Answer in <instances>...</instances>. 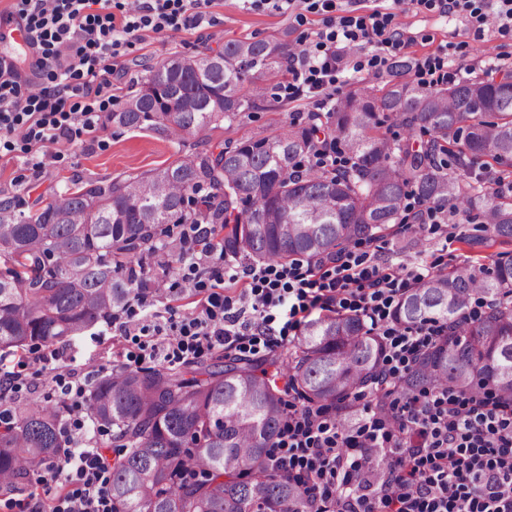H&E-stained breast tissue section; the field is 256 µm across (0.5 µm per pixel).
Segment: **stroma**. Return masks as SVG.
Here are the masks:
<instances>
[{
  "label": "stroma",
  "instance_id": "1",
  "mask_svg": "<svg viewBox=\"0 0 512 512\" xmlns=\"http://www.w3.org/2000/svg\"><path fill=\"white\" fill-rule=\"evenodd\" d=\"M390 12L408 35L412 44L404 58L411 61L436 53L439 46L452 42L460 47L453 66L481 75L485 65L497 57L512 54V41L493 32L477 36L469 32L461 21H449L425 9L415 8L410 0H390ZM213 22L196 30L180 32H143L125 56L120 68L111 76L112 106L120 108L132 89L145 77L149 67L171 56H193L221 49L225 42L238 39H270L287 43L300 50L307 34L321 26L319 16H308L304 25L293 24L287 16L269 11L244 8L241 0H214L210 8ZM270 85L279 88L281 95L273 107L242 113L234 123L224 121L210 124L196 135L178 144L149 129H128L107 122H99L94 132L75 140H60L46 152L42 173H34L23 144L13 151L0 152V202L10 203L14 213L31 214L51 201L55 194L74 185L139 175L161 168L182 158L226 141H237L258 133L268 134L285 123L306 122L315 109L309 97L292 101L284 95L282 76L269 74ZM481 216L478 213L458 215L455 225L448 230L428 223L424 227L394 228L378 240L359 243V250H380L383 257L412 264L415 260L442 258L455 265L466 258H486L498 252L512 250V245L495 239L482 246H469L462 235L483 236ZM111 337L92 329L82 336L61 342L63 357L57 361L37 362L34 352L43 351V344L23 354L5 355L0 362L9 366L28 383L27 388L11 394L13 403L25 402L31 397L54 398L58 375H75L83 383H92L98 376L112 369Z\"/></svg>",
  "mask_w": 512,
  "mask_h": 512
}]
</instances>
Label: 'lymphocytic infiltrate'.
<instances>
[{
    "label": "lymphocytic infiltrate",
    "mask_w": 512,
    "mask_h": 512,
    "mask_svg": "<svg viewBox=\"0 0 512 512\" xmlns=\"http://www.w3.org/2000/svg\"><path fill=\"white\" fill-rule=\"evenodd\" d=\"M248 9L288 14L304 21L321 16L323 27L288 59L289 99L305 94L332 98L345 71L377 74L408 42L395 15L372 8L362 14L342 0H244ZM481 34L512 35V0H412ZM212 0H16L18 26L34 58L24 74L16 57H0V150L22 138L42 150L95 128L111 105L105 57L118 58L141 32L195 30L210 22ZM191 239L202 255L173 285L192 297L185 315L173 308L151 312L133 326L113 314V335L150 337L149 359L181 364L202 353L260 352L284 346L323 313L361 316L381 336L385 381L399 379L417 358L446 335V325L398 326L393 311L407 288L434 275V265L414 269L379 265L369 253L344 251L302 264L248 266V285L227 292L224 243L194 224ZM76 413L67 432L65 463L48 469L54 495L34 491L27 512H112V458L95 449L80 411L85 387L63 384ZM270 463L296 479L302 512H512V409L494 395L435 389L398 401L385 415L367 413L353 430L331 414L288 400V415ZM377 477L361 490L368 472Z\"/></svg>",
    "instance_id": "1"
}]
</instances>
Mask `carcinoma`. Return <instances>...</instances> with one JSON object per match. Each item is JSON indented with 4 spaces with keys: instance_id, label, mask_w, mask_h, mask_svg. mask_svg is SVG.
<instances>
[{
    "instance_id": "1",
    "label": "carcinoma",
    "mask_w": 512,
    "mask_h": 512,
    "mask_svg": "<svg viewBox=\"0 0 512 512\" xmlns=\"http://www.w3.org/2000/svg\"><path fill=\"white\" fill-rule=\"evenodd\" d=\"M288 45L232 40L213 55L169 57L148 69L141 88L107 121L150 128L178 142L217 121L233 122L269 103L267 71L288 64ZM389 64L350 89L331 111L274 135L231 141L135 177L65 190L28 216L0 207V351L79 336L132 296L161 291L169 270L148 259L168 247L167 224H219L224 253L254 264L314 261L399 224L414 196L457 213L478 209L495 239H512V200L466 187L449 170L488 157L512 161V82L461 77L426 89ZM488 114L497 116L486 121ZM391 120L406 133L380 132ZM430 135L418 140L416 130ZM326 146L348 154L333 173L301 161ZM494 308L459 321L463 299ZM394 320L412 327L456 323L397 383H379L380 337L354 314L309 323L288 356L260 368L245 358L186 369L121 367L87 395L91 422L119 448L112 467V512H288L297 483L266 465L285 416L278 378L294 382L310 406L331 410L350 430L357 402L378 412L423 389L454 385L496 390L512 405V255L491 266L463 262L408 290ZM64 402L32 401L0 420V489L30 481L37 463L61 461Z\"/></svg>"
}]
</instances>
